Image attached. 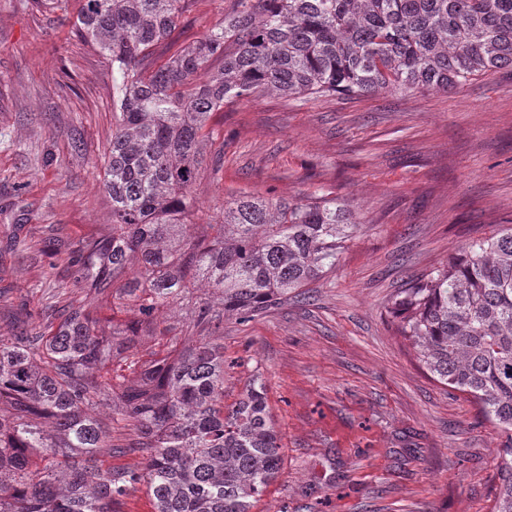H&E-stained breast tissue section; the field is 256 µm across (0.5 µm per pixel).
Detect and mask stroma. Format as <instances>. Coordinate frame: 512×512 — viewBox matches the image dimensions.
Returning <instances> with one entry per match:
<instances>
[{
	"instance_id": "stroma-1",
	"label": "stroma",
	"mask_w": 512,
	"mask_h": 512,
	"mask_svg": "<svg viewBox=\"0 0 512 512\" xmlns=\"http://www.w3.org/2000/svg\"><path fill=\"white\" fill-rule=\"evenodd\" d=\"M79 5L0 0V336L47 298L81 297L66 253L41 255L45 237L112 221L100 181L112 66L75 34ZM232 7L191 0L144 73ZM209 126L189 223L247 191L336 197L358 224L305 299L224 320V404L263 382L284 454L252 512H494L498 431L430 376L392 304L472 238L512 224V69L447 93H256L225 102Z\"/></svg>"
}]
</instances>
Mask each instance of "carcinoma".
Returning <instances> with one entry per match:
<instances>
[{
  "label": "carcinoma",
  "instance_id": "obj_1",
  "mask_svg": "<svg viewBox=\"0 0 512 512\" xmlns=\"http://www.w3.org/2000/svg\"><path fill=\"white\" fill-rule=\"evenodd\" d=\"M185 2L81 0L77 33L110 60L117 89L102 176L112 223L67 243L84 298L0 336V512H117L138 484L154 512H251L281 444L264 384L224 410V317L304 295L356 224L336 198L245 192L217 222L184 223L212 115L255 93L448 90L512 68V0H235L224 23L142 75ZM214 58L222 67L186 89ZM104 303L135 318L103 316ZM173 306L193 335L160 329ZM393 313L432 377L505 435L496 512H512V225L466 243ZM114 423L136 430L142 466L103 467Z\"/></svg>",
  "mask_w": 512,
  "mask_h": 512
}]
</instances>
